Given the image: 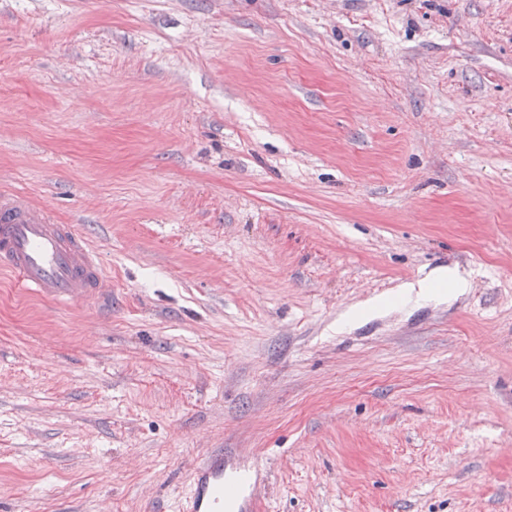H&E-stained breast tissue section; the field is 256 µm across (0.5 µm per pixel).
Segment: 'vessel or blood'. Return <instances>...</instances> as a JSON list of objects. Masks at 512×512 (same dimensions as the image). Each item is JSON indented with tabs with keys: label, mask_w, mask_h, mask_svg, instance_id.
<instances>
[{
	"label": "vessel or blood",
	"mask_w": 512,
	"mask_h": 512,
	"mask_svg": "<svg viewBox=\"0 0 512 512\" xmlns=\"http://www.w3.org/2000/svg\"><path fill=\"white\" fill-rule=\"evenodd\" d=\"M0 270L27 292L63 305L109 286L85 238L19 192L0 191ZM263 481L253 461L221 449L193 466L179 512H254Z\"/></svg>",
	"instance_id": "1"
}]
</instances>
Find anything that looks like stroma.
Listing matches in <instances>:
<instances>
[{"mask_svg": "<svg viewBox=\"0 0 512 512\" xmlns=\"http://www.w3.org/2000/svg\"><path fill=\"white\" fill-rule=\"evenodd\" d=\"M2 186L110 287L0 273V512H512V0H0ZM263 481V470L237 448L221 449L192 467L179 511L254 512Z\"/></svg>", "mask_w": 512, "mask_h": 512, "instance_id": "stroma-1", "label": "stroma"}]
</instances>
